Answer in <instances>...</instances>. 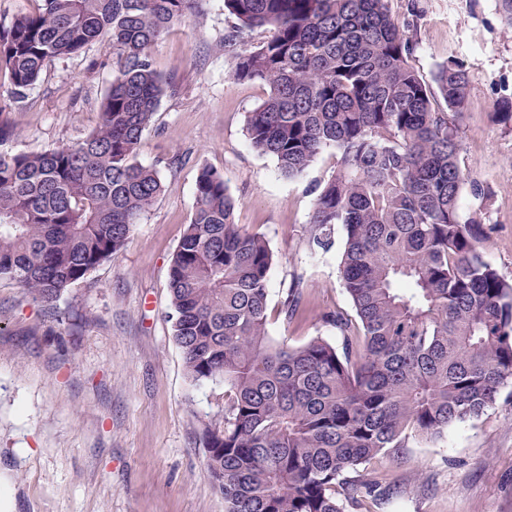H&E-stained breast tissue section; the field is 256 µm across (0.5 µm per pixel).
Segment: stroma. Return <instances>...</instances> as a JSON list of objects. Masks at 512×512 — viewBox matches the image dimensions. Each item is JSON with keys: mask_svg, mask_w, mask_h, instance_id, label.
Wrapping results in <instances>:
<instances>
[{"mask_svg": "<svg viewBox=\"0 0 512 512\" xmlns=\"http://www.w3.org/2000/svg\"><path fill=\"white\" fill-rule=\"evenodd\" d=\"M416 41L409 59L425 81L439 64L469 78L460 113L461 216L491 232L481 254L512 281V20L504 0H389ZM224 0L176 23L150 49L172 78L142 136L138 159L155 167L163 191L124 250L52 304L0 281V512H224L206 468L205 428L224 425V385L189 380L168 318V270L195 209L202 168L220 171L241 202L237 222L266 237L276 254L268 308L272 343L297 347L340 338L326 321L352 314L340 276L343 229L329 250L307 234L312 184L334 173L321 156L300 180L247 139L249 112L267 96L260 82L235 81L224 53ZM112 42L99 39L56 61L25 98L0 70L16 151L40 152L85 138L99 124L112 80ZM301 294L291 318L279 309ZM387 497L346 503L345 512H512V387L480 418L440 439L363 465Z\"/></svg>", "mask_w": 512, "mask_h": 512, "instance_id": "stroma-1", "label": "stroma"}]
</instances>
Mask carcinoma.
<instances>
[{
    "instance_id": "carcinoma-1",
    "label": "carcinoma",
    "mask_w": 512,
    "mask_h": 512,
    "mask_svg": "<svg viewBox=\"0 0 512 512\" xmlns=\"http://www.w3.org/2000/svg\"><path fill=\"white\" fill-rule=\"evenodd\" d=\"M0 29V69L24 97L54 61L112 40L116 65L98 127L41 152L3 148L0 280L46 304L120 254L162 192L138 161L171 88L149 48L202 0H37ZM231 77L269 87L248 114L251 146L302 177L324 153L309 239L345 231L340 277L354 317L329 319L341 344H271L264 236L236 223L239 202L204 167L169 268L173 336L187 375L224 381V428L206 431V466L225 512H344L364 492L359 467L411 438L434 441L480 417L512 385V282L484 261L485 233L461 220L459 140L409 63L414 42L388 0H224ZM269 36L251 48L255 31ZM448 108L469 79L442 65Z\"/></svg>"
}]
</instances>
